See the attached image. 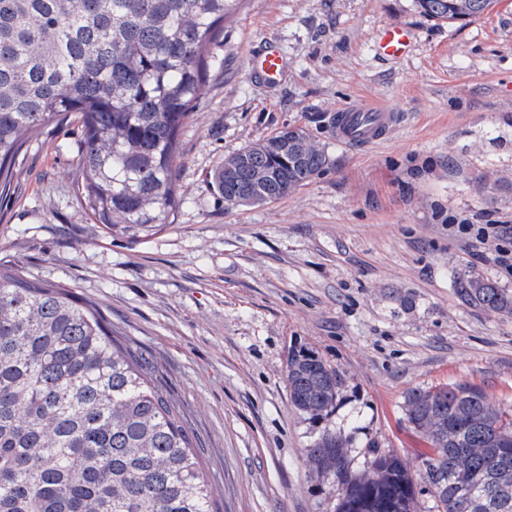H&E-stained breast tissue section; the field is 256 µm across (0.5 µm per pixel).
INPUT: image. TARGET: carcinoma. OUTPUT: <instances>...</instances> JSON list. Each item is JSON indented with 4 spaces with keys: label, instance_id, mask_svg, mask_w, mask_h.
Wrapping results in <instances>:
<instances>
[{
    "label": "carcinoma",
    "instance_id": "cac0c4a2",
    "mask_svg": "<svg viewBox=\"0 0 512 512\" xmlns=\"http://www.w3.org/2000/svg\"><path fill=\"white\" fill-rule=\"evenodd\" d=\"M242 0H0V195L27 142L67 119L83 129L81 208L105 234L147 240L174 221L178 134L204 93L210 48ZM433 20L466 21L493 0H415ZM327 157L285 127L224 161L211 185L228 208L256 207L308 184ZM458 295L512 315V295L470 277ZM155 366L115 337L96 307L0 260V512H216L183 418ZM342 387L318 355L293 351L295 410L329 415ZM413 428L438 464L424 473L438 512H512V410L474 385L414 388ZM336 437L306 449L331 478ZM385 482L348 487L355 512H412L414 481L395 453L374 455Z\"/></svg>",
    "mask_w": 512,
    "mask_h": 512
}]
</instances>
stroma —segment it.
I'll return each instance as SVG.
<instances>
[{
  "mask_svg": "<svg viewBox=\"0 0 512 512\" xmlns=\"http://www.w3.org/2000/svg\"><path fill=\"white\" fill-rule=\"evenodd\" d=\"M409 54L375 50L387 25ZM277 82L251 62L269 46ZM397 116L370 147L336 138L344 106ZM327 157L273 203L226 209L210 176L225 155L283 127ZM79 123L46 127L0 195V258L75 292L157 371L180 407L219 512H336L337 487L305 450L350 435L354 469L372 448L421 477L428 438L407 422L412 388L471 384L512 409V316L461 300L477 276L512 294V0L466 23L422 16L413 0H244L210 50L204 94L180 130L173 224L133 244L80 208ZM466 224H501L477 242ZM336 368V409L312 420L289 399V350Z\"/></svg>",
  "mask_w": 512,
  "mask_h": 512,
  "instance_id": "stroma-1",
  "label": "stroma"
}]
</instances>
